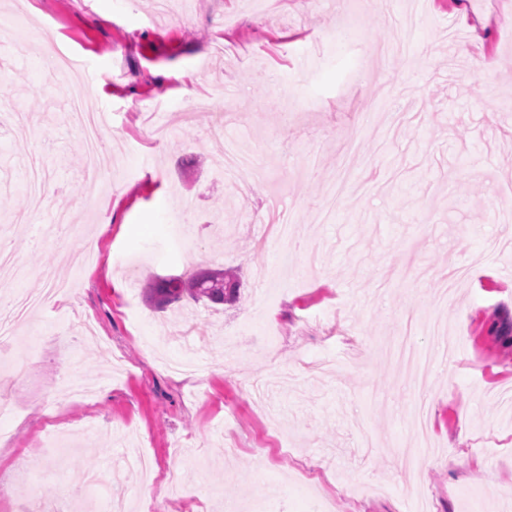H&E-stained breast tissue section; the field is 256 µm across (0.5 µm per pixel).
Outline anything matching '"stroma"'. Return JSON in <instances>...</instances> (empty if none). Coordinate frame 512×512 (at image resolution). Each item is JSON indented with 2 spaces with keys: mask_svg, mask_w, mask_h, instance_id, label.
<instances>
[{
  "mask_svg": "<svg viewBox=\"0 0 512 512\" xmlns=\"http://www.w3.org/2000/svg\"><path fill=\"white\" fill-rule=\"evenodd\" d=\"M87 65L79 90L110 117L93 189L67 92L49 83L38 35ZM470 56H485L474 69ZM222 90L185 118V104ZM263 176L237 192L226 141ZM42 159L31 208L24 163ZM512 0H0V238L17 257L11 290L40 272L77 279L21 327L30 374L0 420L30 507L73 473L103 472L137 512L128 456L174 474L154 487L196 496L195 512H408L401 449L429 407L413 463L430 512H512ZM286 186L288 250L261 243L266 203ZM72 210L67 240H31ZM93 248H84L85 238ZM279 266V281H258ZM237 271L234 303L157 310L147 280ZM448 332L427 382L398 378L385 353L404 316ZM96 342L78 372L115 370L87 402L58 395L60 349L81 318Z\"/></svg>",
  "mask_w": 512,
  "mask_h": 512,
  "instance_id": "35a3bbf8",
  "label": "stroma"
}]
</instances>
